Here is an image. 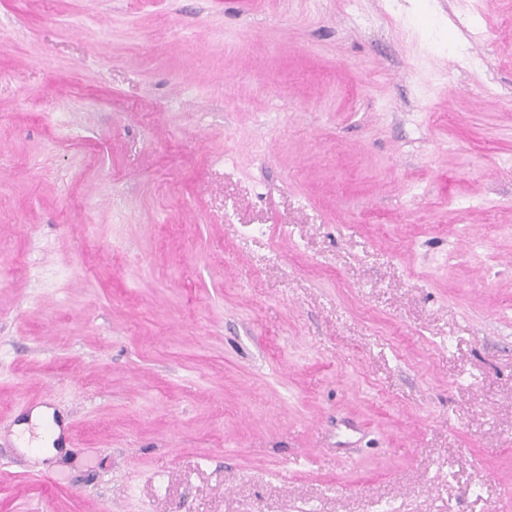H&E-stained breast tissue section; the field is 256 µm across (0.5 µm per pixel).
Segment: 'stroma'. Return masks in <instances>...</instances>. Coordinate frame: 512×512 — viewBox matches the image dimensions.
<instances>
[{
  "mask_svg": "<svg viewBox=\"0 0 512 512\" xmlns=\"http://www.w3.org/2000/svg\"><path fill=\"white\" fill-rule=\"evenodd\" d=\"M0 512H512V0H0ZM47 412L48 411H46L45 409L39 408L36 410L35 418H33V421H35L36 424H38V428L35 429V433L38 434L39 439L33 438L31 433L28 430H26L21 435L20 443L22 445H27L28 443L37 444V443L41 442L40 439L42 436L43 437V446L42 447L46 449V453H48V452L54 453L55 449L51 448V446H52L53 439L57 436V433H47L45 431L42 435L43 430L41 428V422H43V421L45 422V420L48 419V417L43 416Z\"/></svg>",
  "mask_w": 512,
  "mask_h": 512,
  "instance_id": "stroma-1",
  "label": "stroma"
}]
</instances>
